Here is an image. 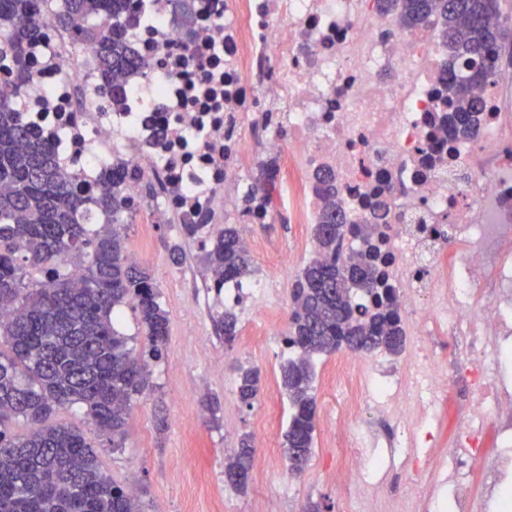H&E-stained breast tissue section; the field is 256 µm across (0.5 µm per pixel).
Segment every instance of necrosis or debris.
Segmentation results:
<instances>
[{
    "mask_svg": "<svg viewBox=\"0 0 512 512\" xmlns=\"http://www.w3.org/2000/svg\"><path fill=\"white\" fill-rule=\"evenodd\" d=\"M133 4L126 36L144 69L121 105L99 84L93 49L74 48L48 7L17 110L85 187L122 160L131 206L149 205L155 224H269L278 206L315 224V178L331 172L351 227L371 225L417 342L398 365L337 357L327 383L351 387L334 420L341 446L426 445L450 408L442 470L479 467L495 493L512 476V79L475 87L477 131L458 141L437 120L447 51L375 0ZM272 291L259 274L218 294L257 317ZM435 336L472 383L466 399L426 346ZM490 436L503 449L488 459Z\"/></svg>",
    "mask_w": 512,
    "mask_h": 512,
    "instance_id": "necrosis-or-debris-1",
    "label": "necrosis or debris"
}]
</instances>
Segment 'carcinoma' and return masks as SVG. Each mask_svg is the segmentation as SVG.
Returning <instances> with one entry per match:
<instances>
[{
	"instance_id": "1",
	"label": "carcinoma",
	"mask_w": 512,
	"mask_h": 512,
	"mask_svg": "<svg viewBox=\"0 0 512 512\" xmlns=\"http://www.w3.org/2000/svg\"><path fill=\"white\" fill-rule=\"evenodd\" d=\"M43 0H0V512H144L126 487L103 471L96 451L74 425H53L59 406L80 404L99 430L121 448L129 410L149 388V361L161 357L169 318L149 271L129 258L122 224L129 213L123 170L106 171L97 191L88 193L78 177L63 173L54 146L36 138L16 111L15 100L30 78L26 47L40 34ZM400 28H433L448 47V76L442 98L448 107V137L471 138L481 111L470 87L494 80L505 48L512 50V15L502 0H377ZM130 0H58L57 25L76 45L98 56L99 77L124 96L123 80L140 62L125 39ZM325 200L314 226L316 257L302 270L293 291L294 309L286 333L298 356L281 366L279 387L291 412L282 448L287 461L297 453L308 462L315 447L313 359L335 353L344 342L357 351L402 352L406 340L390 291L381 287L377 265L368 261L372 230H356L360 249L336 266L339 235H346L331 175L318 176ZM107 224L97 229L95 220ZM204 224H184L188 238L204 234ZM206 235V234H204ZM209 239L208 269L215 286L249 276L252 262L237 229L226 227ZM45 270L32 282L28 267ZM360 289L372 307L352 304ZM136 314L145 344L139 352L119 330L120 312ZM238 315L224 311V341L238 335ZM258 370H240L236 392L250 406L260 390ZM21 418L24 435L6 422ZM255 448L241 439L227 471L252 462Z\"/></svg>"
}]
</instances>
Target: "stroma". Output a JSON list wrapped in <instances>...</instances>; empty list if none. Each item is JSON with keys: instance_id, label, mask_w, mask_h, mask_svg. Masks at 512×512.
Segmentation results:
<instances>
[{"instance_id": "stroma-1", "label": "stroma", "mask_w": 512, "mask_h": 512, "mask_svg": "<svg viewBox=\"0 0 512 512\" xmlns=\"http://www.w3.org/2000/svg\"><path fill=\"white\" fill-rule=\"evenodd\" d=\"M148 219L147 210L136 211L124 235L128 252L150 271L170 319L164 355L151 366V386L127 418L121 448H113L109 434L86 421L78 406L60 408L56 422L82 426L106 474L123 486L134 483L145 512H305L311 504L320 512H360L336 478L337 467L354 464L359 454L339 447L327 427L343 399L324 381L332 356L314 360L316 444L302 477L289 473L283 455L290 408L278 386L279 370L289 357L283 340L292 287L309 261L302 244L312 240L311 226L293 223L281 208L275 223L240 225L241 235L260 242V250L251 254L252 266L276 281L278 296L262 319L264 336H254L242 311L239 334L228 343L219 329L224 307L210 288L204 250L185 241L178 225L158 227ZM176 245L182 250L177 262L171 257ZM242 367L261 373L262 388L250 407L235 389ZM246 434L256 452L252 479L240 493L224 481V451L237 447ZM454 435V421L446 419L435 434L433 459L418 463L424 477L409 470L382 474L383 500L408 497L414 506H423L436 492L434 459L447 451Z\"/></svg>"}]
</instances>
